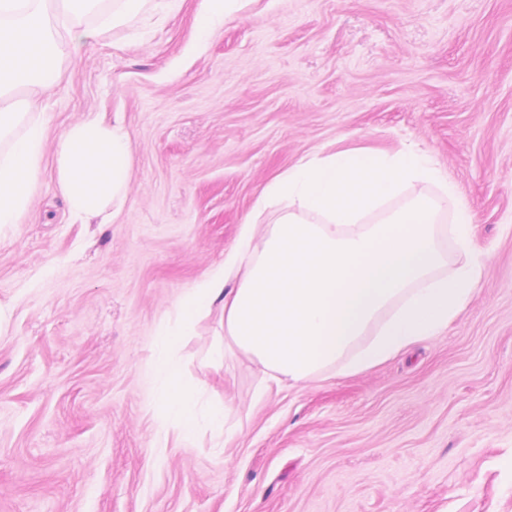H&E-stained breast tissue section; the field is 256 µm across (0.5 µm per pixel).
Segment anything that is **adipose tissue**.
Listing matches in <instances>:
<instances>
[{
    "instance_id": "adipose-tissue-1",
    "label": "adipose tissue",
    "mask_w": 512,
    "mask_h": 512,
    "mask_svg": "<svg viewBox=\"0 0 512 512\" xmlns=\"http://www.w3.org/2000/svg\"><path fill=\"white\" fill-rule=\"evenodd\" d=\"M0 0V231L20 223L42 172L43 99L59 79L56 60L108 41L143 0ZM131 141L120 120L90 115L56 145L58 187L72 218L103 216L123 201ZM456 200L457 187L433 157L411 146L394 153L345 149L300 160L266 184L254 210L278 209L272 224L242 226L236 246L179 297L151 346L154 406L182 435L224 431L225 409L204 408V383H187L176 351L197 319L221 303L224 345L259 363L269 387H292L337 370L353 376L440 334L481 278L474 262L438 276L441 237L472 250V214L458 206L439 224L438 205L419 195L376 223L368 216L415 184Z\"/></svg>"
}]
</instances>
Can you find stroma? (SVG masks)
Here are the masks:
<instances>
[{
    "label": "stroma",
    "instance_id": "35a3bbf8",
    "mask_svg": "<svg viewBox=\"0 0 512 512\" xmlns=\"http://www.w3.org/2000/svg\"><path fill=\"white\" fill-rule=\"evenodd\" d=\"M145 0L60 60L46 156L91 113L132 142L109 223H72L45 165L0 233V512H512V0ZM429 152L474 217L482 276L448 328L353 376L264 391L220 309L179 352L224 436L170 438L143 371L179 296L300 159ZM443 274L464 262L452 240ZM193 23V35L205 41L212 32L224 26V18L233 11L237 0H204Z\"/></svg>",
    "mask_w": 512,
    "mask_h": 512
}]
</instances>
